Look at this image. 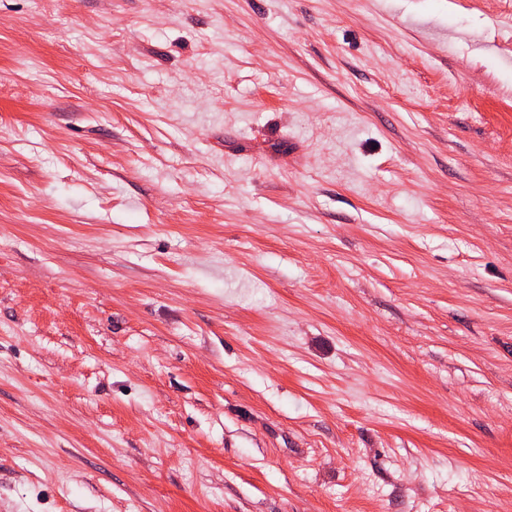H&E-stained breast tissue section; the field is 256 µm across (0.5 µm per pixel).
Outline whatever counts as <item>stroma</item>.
Returning a JSON list of instances; mask_svg holds the SVG:
<instances>
[{
    "label": "stroma",
    "mask_w": 512,
    "mask_h": 512,
    "mask_svg": "<svg viewBox=\"0 0 512 512\" xmlns=\"http://www.w3.org/2000/svg\"><path fill=\"white\" fill-rule=\"evenodd\" d=\"M0 512H512V0H0Z\"/></svg>",
    "instance_id": "35a3bbf8"
}]
</instances>
